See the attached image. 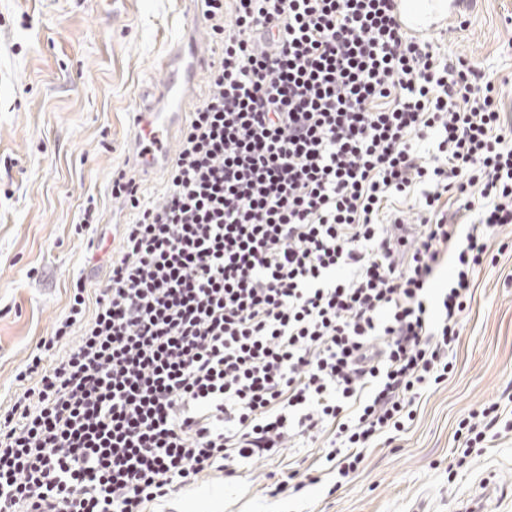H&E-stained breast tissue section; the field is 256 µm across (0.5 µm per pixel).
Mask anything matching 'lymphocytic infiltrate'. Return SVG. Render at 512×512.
Instances as JSON below:
<instances>
[{
	"instance_id": "lymphocytic-infiltrate-1",
	"label": "lymphocytic infiltrate",
	"mask_w": 512,
	"mask_h": 512,
	"mask_svg": "<svg viewBox=\"0 0 512 512\" xmlns=\"http://www.w3.org/2000/svg\"><path fill=\"white\" fill-rule=\"evenodd\" d=\"M394 2L205 0L222 53L163 196L113 173L130 219L105 284L76 278L0 412V512H146L328 425L344 479L453 371L512 224V138L495 82ZM408 196L414 236L389 210Z\"/></svg>"
}]
</instances>
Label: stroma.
<instances>
[{
	"label": "stroma",
	"mask_w": 512,
	"mask_h": 512,
	"mask_svg": "<svg viewBox=\"0 0 512 512\" xmlns=\"http://www.w3.org/2000/svg\"><path fill=\"white\" fill-rule=\"evenodd\" d=\"M464 13L465 29L428 38L502 84L512 126V0H477ZM173 51L221 53L191 0H0V403L22 396L16 368L51 334L72 280L102 285L89 237L75 226L95 209L119 245L130 215L110 194L113 170L135 178L145 200L165 189V173L136 167L132 121L144 91L160 90ZM470 291L454 372L423 394L406 431L365 448L345 481L325 459L327 426L284 441L235 478L211 473L154 512H458L486 481L491 512H512V401L495 437L469 447L457 432L479 404L512 394V249ZM295 471L312 478L299 491L287 483Z\"/></svg>",
	"instance_id": "obj_1"
}]
</instances>
